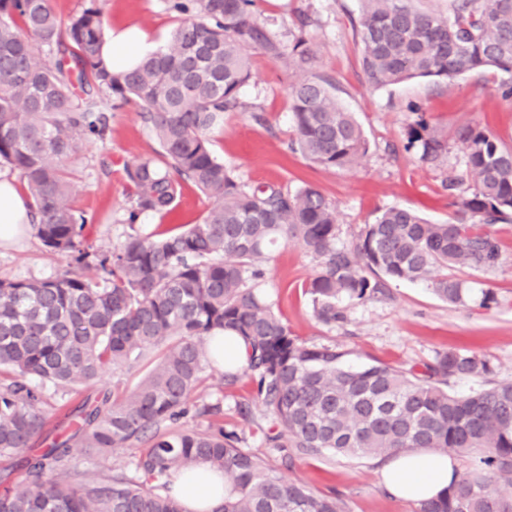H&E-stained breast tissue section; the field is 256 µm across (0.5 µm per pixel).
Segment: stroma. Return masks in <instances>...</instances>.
Instances as JSON below:
<instances>
[{
	"label": "stroma",
	"mask_w": 512,
	"mask_h": 512,
	"mask_svg": "<svg viewBox=\"0 0 512 512\" xmlns=\"http://www.w3.org/2000/svg\"><path fill=\"white\" fill-rule=\"evenodd\" d=\"M169 3L101 0L104 27L109 31L138 27L147 33L153 49L164 48L181 20ZM361 7V0H256L255 11L272 23L287 45L297 32L298 16H307L305 36L315 51L307 70L329 79L337 97L354 112L369 142L366 154L348 167L326 169L292 152L288 147L293 134L288 88L302 71L292 58L272 60L258 53L252 57V78L240 90L239 108L225 113L223 123L209 134L214 155L238 181L288 189L308 183L320 190L336 208V243L340 246L352 245L364 224L394 206L412 209L433 222L447 220L456 198L468 193L463 182L466 156L457 139L463 130L479 127L512 142V99L502 95L506 75L499 70L374 87L361 67L360 38L353 29ZM81 102L109 117L105 139L83 144L73 160L75 205L87 219L85 245L111 250L134 231L151 235L197 223L208 201L187 184L167 214L146 212L136 225L126 224L130 188L123 166L156 156L158 143L136 103L115 109L97 92L82 96ZM421 122L445 141L442 163L422 161L419 148L408 147L410 128ZM452 177L461 183L451 192L446 184ZM493 234L501 262L487 273H464L469 298L463 306L440 300L430 283L394 282L385 296L343 300L344 321L323 324L314 317L305 292L318 261L294 243L281 242L270 249L261 263L262 289L277 304L292 335L310 344L343 346L351 352V365L381 361L407 367L428 362L442 351L466 349L490 360L495 379L512 380V223L495 225ZM63 269V260L42 244L35 231L0 247V279H47ZM194 401L221 403L225 429L242 437L245 450L270 456L265 434L271 422L247 376L231 385L223 371L205 369ZM138 452L133 446L105 459L95 449L78 446L72 450L71 465L91 476L111 467L130 472ZM383 468V462L375 458L325 453L294 458L278 474L314 491L335 493L345 512H414L415 503L386 489Z\"/></svg>",
	"instance_id": "1"
}]
</instances>
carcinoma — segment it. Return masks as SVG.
<instances>
[{"label":"carcinoma","mask_w":512,"mask_h":512,"mask_svg":"<svg viewBox=\"0 0 512 512\" xmlns=\"http://www.w3.org/2000/svg\"><path fill=\"white\" fill-rule=\"evenodd\" d=\"M97 2L64 26L51 0H0V163L26 183L37 237L66 262L53 279L0 280V512H185L170 479L199 463L224 477L216 512H344L336 496L285 482L240 448L238 434L224 430L220 404L191 409L207 366L224 363L226 381L238 380L222 360L227 336L246 346L243 373L274 421L266 442L282 466L323 453L386 459L478 450L470 469L417 512H512V499L498 490L501 481L512 485V382L491 378L489 359L449 350L420 372L380 362L352 367L341 347L292 335L254 284L262 276L257 263L282 240L320 259L306 293L324 324L344 320L342 299H371L388 280L429 281L443 301L464 303L468 289L456 272L487 271L501 260L491 227L512 222V145L480 128L462 132L469 194L448 220L391 207L363 226L352 247L338 248L336 211L317 188L242 184L208 138L238 107L252 54L289 55L301 69L311 62L303 34L283 45L254 15V0H172L184 19L170 47L117 72L100 54ZM362 4V67L376 87L482 67L512 74V0H451L446 18L412 0ZM45 48L50 61L41 59ZM74 72L81 89L106 94L115 108L135 101L159 144L160 160L124 167L128 223L144 212L168 213L186 182L210 200L199 222L133 233L111 251L82 247L87 220L73 205L68 161L83 142L104 138L108 116L79 104ZM288 96L292 151L324 168H344L367 151L361 125L324 76L304 74ZM408 138L426 161L445 151L423 123ZM92 255L104 272L99 281L82 274ZM153 351L150 372L133 390H106L74 407L65 399ZM456 378L479 385L457 394L448 390ZM44 382L62 391L72 431L36 448L47 424ZM189 416L214 422L206 430L179 427ZM76 441L104 457L149 446L135 456L134 474L93 477L70 465Z\"/></svg>","instance_id":"cac0c4a2"}]
</instances>
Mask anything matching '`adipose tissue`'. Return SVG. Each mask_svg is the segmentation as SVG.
Here are the masks:
<instances>
[{
	"label": "adipose tissue",
	"mask_w": 512,
	"mask_h": 512,
	"mask_svg": "<svg viewBox=\"0 0 512 512\" xmlns=\"http://www.w3.org/2000/svg\"><path fill=\"white\" fill-rule=\"evenodd\" d=\"M146 35L130 27L112 32L101 47V56L113 70L134 66L145 55ZM30 207L13 180L0 179V243L11 242L28 231ZM453 466L448 458L435 454L401 452L395 455L383 474L387 488L396 496L412 502L436 496L452 479ZM171 493L185 512H217L224 502L223 482L199 465L194 475L175 476Z\"/></svg>",
	"instance_id": "1"
}]
</instances>
